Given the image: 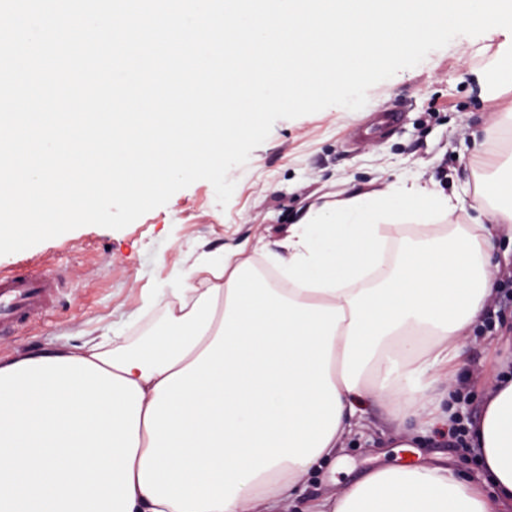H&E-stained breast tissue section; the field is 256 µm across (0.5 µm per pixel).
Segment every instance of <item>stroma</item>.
Here are the masks:
<instances>
[{
	"mask_svg": "<svg viewBox=\"0 0 512 512\" xmlns=\"http://www.w3.org/2000/svg\"><path fill=\"white\" fill-rule=\"evenodd\" d=\"M500 38L493 32L459 36L368 91V102L352 111L331 106L294 119L278 120L267 140L229 177L235 190L227 206L216 201L211 183L199 180L177 191L120 230L86 225L26 250L0 256V272L23 273L43 266L64 280L47 312L0 338V356L51 343L82 344L118 329L137 339L165 316L162 306H144L142 298L170 288L185 272L182 256L215 251L244 239H262L273 248L281 233L305 207L321 197L341 198L400 178H418L472 200L477 178L471 135L512 106V92L492 100L483 73L494 64ZM387 108L402 112L392 131L361 146L349 147L354 128ZM512 325V303L487 309L474 327L475 341L463 353L458 385L465 396L459 410L466 418L481 410V387L508 350L498 344ZM365 429L342 449L343 468L325 465L302 483L303 492L288 512H302L307 499L335 494L372 467L422 464L453 467L463 478L482 483L478 453L460 447L448 427L428 429L403 423L418 443L400 447L393 426L380 408H366Z\"/></svg>",
	"mask_w": 512,
	"mask_h": 512,
	"instance_id": "stroma-1",
	"label": "stroma"
}]
</instances>
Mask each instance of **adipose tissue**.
<instances>
[{
	"label": "adipose tissue",
	"instance_id": "obj_1",
	"mask_svg": "<svg viewBox=\"0 0 512 512\" xmlns=\"http://www.w3.org/2000/svg\"><path fill=\"white\" fill-rule=\"evenodd\" d=\"M469 217L457 195L394 182L307 207L266 264L249 242L196 258L153 301L164 322L138 342L66 343L0 357L82 358L134 382L143 399L132 512H285L304 478L335 459L363 402L392 420H437L431 397L457 384L464 347L491 302L499 251L512 253V174L487 183ZM416 225L391 272L370 271ZM507 230L505 249L495 239ZM467 436L494 497L450 468L370 473L308 512H512V365L485 384Z\"/></svg>",
	"mask_w": 512,
	"mask_h": 512
}]
</instances>
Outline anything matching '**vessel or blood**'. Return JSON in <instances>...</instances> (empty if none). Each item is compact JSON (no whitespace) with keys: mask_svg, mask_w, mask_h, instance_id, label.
<instances>
[{"mask_svg":"<svg viewBox=\"0 0 512 512\" xmlns=\"http://www.w3.org/2000/svg\"><path fill=\"white\" fill-rule=\"evenodd\" d=\"M60 287L59 275L48 269L0 278V337L40 317L59 293Z\"/></svg>","mask_w":512,"mask_h":512,"instance_id":"vessel-or-blood-1","label":"vessel or blood"}]
</instances>
